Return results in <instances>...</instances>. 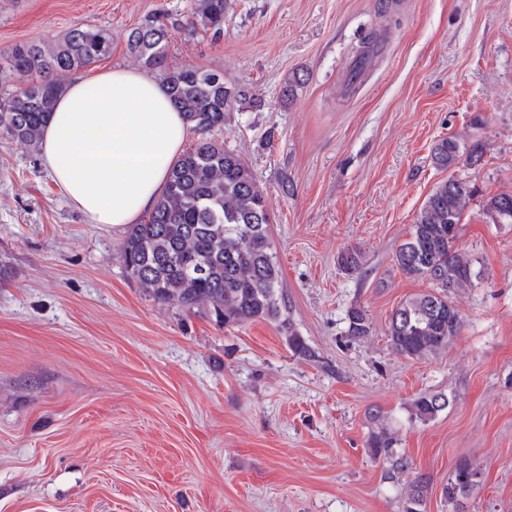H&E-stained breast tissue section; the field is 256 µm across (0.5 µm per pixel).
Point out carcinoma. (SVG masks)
Masks as SVG:
<instances>
[{"instance_id": "1", "label": "carcinoma", "mask_w": 512, "mask_h": 512, "mask_svg": "<svg viewBox=\"0 0 512 512\" xmlns=\"http://www.w3.org/2000/svg\"><path fill=\"white\" fill-rule=\"evenodd\" d=\"M225 0H196L194 24L223 32ZM173 29L147 18L127 36L126 49L140 66L157 73L174 106L201 138L176 160L165 191L143 222L127 225L120 258L131 280L155 301L191 311L209 306L224 326L249 321H276L294 355L318 363L321 356L299 336L286 315L281 271L268 233L270 223L264 192L252 171L211 132L224 129L227 113L246 99L238 85L228 90L224 74L202 67L170 71L166 58ZM112 55L108 29L76 25L62 37L17 44L0 51V71H12L22 82L14 93L0 98V130L40 147L43 128L65 84L62 74H76ZM484 155L480 142L462 144L449 137L432 149L435 166L449 170L461 157L471 164ZM473 188L448 178L432 190L416 213L409 238L395 253V264L409 278L432 285L429 291L404 300L392 312L387 336L399 355L419 359L448 346L461 329L462 319L449 293L467 286L474 277L472 260L455 250L458 227ZM496 224L512 223V194L486 201ZM339 265L350 274L363 272V255L343 252ZM347 336L361 342L372 335L366 310H346ZM448 406L442 393H424L412 404L414 418L426 422ZM397 440L381 431L368 440L375 458L386 459L396 474L409 462L394 449ZM481 471L460 461L443 488L448 501L473 492L468 481ZM426 482L418 476L409 485L402 512H421Z\"/></svg>"}]
</instances>
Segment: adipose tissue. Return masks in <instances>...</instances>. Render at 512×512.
<instances>
[{
	"label": "adipose tissue",
	"instance_id": "adipose-tissue-1",
	"mask_svg": "<svg viewBox=\"0 0 512 512\" xmlns=\"http://www.w3.org/2000/svg\"><path fill=\"white\" fill-rule=\"evenodd\" d=\"M191 135L162 83L107 68L60 95L43 131L42 163L91 223L124 226L153 208Z\"/></svg>",
	"mask_w": 512,
	"mask_h": 512
}]
</instances>
